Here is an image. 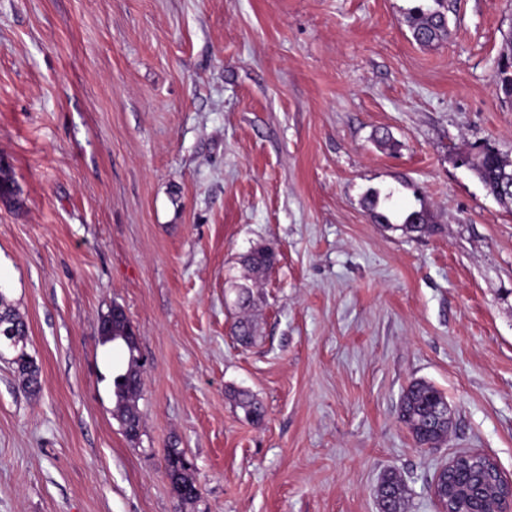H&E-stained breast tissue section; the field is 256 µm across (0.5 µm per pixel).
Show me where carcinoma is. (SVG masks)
I'll list each match as a JSON object with an SVG mask.
<instances>
[{"label":"carcinoma","mask_w":512,"mask_h":512,"mask_svg":"<svg viewBox=\"0 0 512 512\" xmlns=\"http://www.w3.org/2000/svg\"><path fill=\"white\" fill-rule=\"evenodd\" d=\"M407 25L413 39L421 46H430L447 35L448 23L446 14L440 9H423L419 6L411 8L406 16ZM508 52L500 58L493 81L502 101L512 103V37L507 38ZM474 171L483 184L487 194L495 197L500 195L499 187L503 172H512V163H507L499 153L483 152L476 163ZM430 216L425 207L413 209L405 216L404 228L409 232H420L429 223ZM278 252L270 244L253 248L243 257V264L255 276L264 275L277 261ZM237 305L242 311L236 328V336L243 344L254 339V327L248 312L252 305V291L249 286H239ZM0 318L14 324L19 332L28 333L27 323L6 295L0 292ZM0 347L13 352L12 363L25 388L34 391L40 387L39 367L26 351V342L14 338H3ZM114 396L121 421L133 417L131 430L139 428V412L134 399L140 394L141 382L136 378L121 385L113 381ZM237 406L244 412L247 419L259 420L263 416V408L250 394L238 393ZM400 421L406 426L415 442L421 446L435 448L448 438V400L441 391L424 380L412 381L402 392L400 404ZM184 451L169 448L165 454L168 477L172 490L178 499L193 501L198 498L194 494L196 480L192 474L179 472V461ZM482 459L467 457L453 472L452 481L460 488L468 491V497L462 502L463 512H475L487 508L490 494L495 491L494 482L482 485L481 497L475 496L473 479L480 471ZM377 498L379 512H406L407 488L398 474L388 472L380 479Z\"/></svg>","instance_id":"carcinoma-1"}]
</instances>
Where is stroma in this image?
Wrapping results in <instances>:
<instances>
[{
	"instance_id": "obj_1",
	"label": "stroma",
	"mask_w": 512,
	"mask_h": 512,
	"mask_svg": "<svg viewBox=\"0 0 512 512\" xmlns=\"http://www.w3.org/2000/svg\"><path fill=\"white\" fill-rule=\"evenodd\" d=\"M438 2L448 37L420 46L406 15ZM511 32L512 0H0V292L41 373L29 393L0 357V512H379L389 471L437 512L435 472L470 450L512 478V202L467 164L512 161ZM421 204L437 233L403 228ZM259 244L278 261L245 347ZM115 305L143 357L133 440ZM415 379L453 415L436 448L399 419ZM508 52L500 58L493 81L503 102L512 103V37L507 38ZM510 61V64L507 62ZM238 288L237 305L242 311V316L236 325V336L242 344H250L254 339V327L248 315L253 300L252 291L247 285H241ZM138 371L136 375L131 378V380L125 384L121 385L116 380V377L113 380L114 386V396L116 398L117 409L120 415V419L123 424L126 422L130 415H133L134 424L131 425V430L134 431V435H131L129 432H126V435L130 438H134L137 436V428L139 429V412L136 408L134 399L140 394L141 390V376L139 380H136ZM184 451L179 448H168L165 454V461L168 467V477L175 495L181 501H193L200 495L194 494L196 489V480L192 473L179 472V461Z\"/></svg>"
}]
</instances>
